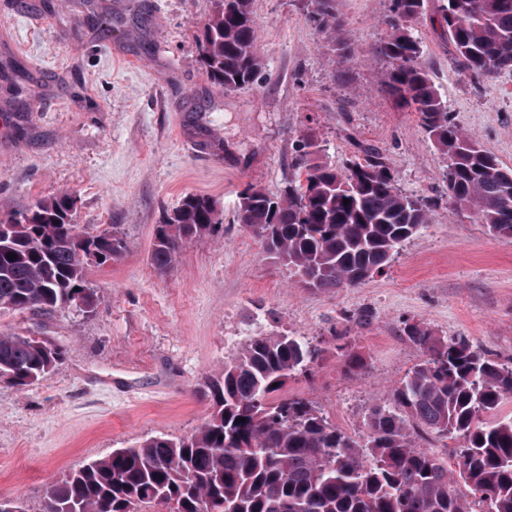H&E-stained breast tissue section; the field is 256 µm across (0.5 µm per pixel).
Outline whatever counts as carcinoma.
<instances>
[{"mask_svg":"<svg viewBox=\"0 0 512 512\" xmlns=\"http://www.w3.org/2000/svg\"><path fill=\"white\" fill-rule=\"evenodd\" d=\"M198 35L196 62L226 89L250 84L263 64L252 0H213ZM334 0H315L319 33L351 52ZM425 0H392L389 34L375 55L389 62L381 83L448 156L449 200L472 210L496 236L512 238V206L504 207V169L448 116V106L421 62L415 27ZM455 62L478 79L512 71V0H444L441 7ZM296 163L305 183L279 195L249 187L240 223L273 258L287 262L309 288L354 287L389 263L395 249L429 222V205L404 194L384 157L338 170ZM349 203H344V200ZM69 192L0 219V313H89V261L105 265L126 243L118 234L80 235ZM218 223L213 200L182 204L155 229L152 262L169 271L186 237ZM15 255V259L8 255ZM426 359L372 408L366 433L351 437L304 400L286 393L318 349L296 336H255L224 372L199 384L211 412L185 437L154 436L92 460L46 487L43 512H512V366L489 359L466 338L444 341L419 324L404 327ZM66 348L28 333H0V383L29 387L63 363ZM242 422H236V419ZM458 437L455 468L414 444L415 429ZM463 484L466 492L457 490Z\"/></svg>","mask_w":512,"mask_h":512,"instance_id":"obj_1","label":"carcinoma"}]
</instances>
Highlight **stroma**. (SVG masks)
<instances>
[{"label":"stroma","mask_w":512,"mask_h":512,"mask_svg":"<svg viewBox=\"0 0 512 512\" xmlns=\"http://www.w3.org/2000/svg\"><path fill=\"white\" fill-rule=\"evenodd\" d=\"M310 6L253 0L264 65L227 90L195 63L213 0H0V73L27 75L20 111L0 77V218L68 190L80 233L115 229L126 242L118 260L88 268L92 312L0 314V333L67 348L34 386L0 383V497L43 512L47 485L88 461L191 434L210 413L198 382L253 336L316 346L311 372L287 391L356 438L424 359L405 324L512 363V238L449 204L446 156L381 85L387 64L373 46L388 35L389 0H335L353 47L345 59ZM440 6L426 0L416 27L421 60L454 122L512 170V72L478 83L454 67ZM306 141L312 163L339 170L373 148L403 193L432 203L428 224L353 288L301 287L238 219L244 189L277 195L296 179ZM189 195L212 199L219 223L160 272L155 228ZM348 351L364 356L361 370H345Z\"/></svg>","instance_id":"stroma-1"}]
</instances>
